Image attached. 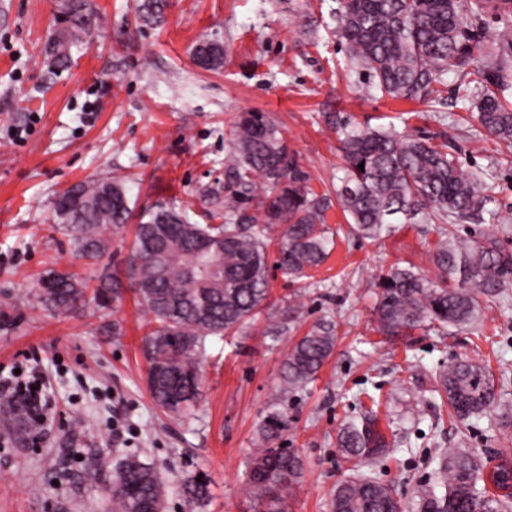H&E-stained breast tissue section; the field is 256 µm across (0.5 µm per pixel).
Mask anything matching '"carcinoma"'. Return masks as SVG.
Masks as SVG:
<instances>
[{
  "label": "carcinoma",
  "instance_id": "1",
  "mask_svg": "<svg viewBox=\"0 0 512 512\" xmlns=\"http://www.w3.org/2000/svg\"><path fill=\"white\" fill-rule=\"evenodd\" d=\"M166 0H140L137 18L159 26ZM492 12L497 26L477 34L474 23ZM58 34L46 54L56 69L71 65L72 48L99 36L100 23L89 0H67L57 18ZM336 34L350 60L368 71L373 86L392 98L428 103L440 97L448 68L464 72L455 87L462 99L479 93L478 121L498 139L512 141V102L500 97L512 71L486 56V46L512 51V0H341ZM208 52L205 67L224 63V47L202 41L195 57ZM344 177L336 202L349 224L364 238L376 240L390 224H433L438 235L432 250L437 269L431 279L414 266L391 265L377 276L371 316L385 336L416 329L437 330L473 324L482 303L499 304L512 288V253L492 238L471 240L448 234L446 225L475 222L489 214L491 202L483 176L468 174L448 157L444 147L392 127L343 131ZM364 169H359V164ZM79 201L67 209L61 193L54 221L83 259L99 261L112 240L124 233L133 207L123 179L104 174L77 184ZM211 217L218 224H199L186 210L159 203L140 215L134 229L126 271L138 285L135 295L149 315L142 351L149 364L147 388L163 411L187 416L199 403L207 340L234 336L263 310L270 299V265L300 278L328 256L324 229L330 206L296 161L278 125L261 112H244L234 123L224 156V180L204 190ZM165 222H159V218ZM163 224L158 253L145 254V238ZM278 253L270 260L268 247ZM41 283L37 305L55 314L73 310V283L82 285V308L102 309L124 291L122 282L100 280L95 286L70 271L50 270ZM304 303L288 300L270 320L266 335L277 342L303 315ZM336 324L321 319L293 340L280 368L283 400L298 396L334 350ZM442 401L464 422L479 417L496 400L494 375L480 361L461 358L438 375ZM286 413L275 410L258 427L247 481L261 512H288L281 489L304 474L301 457L283 439ZM336 446L351 474L331 494V512H504L512 506V458L498 456L493 465L464 448L440 453L437 478L444 492L436 495L417 484L406 505L394 486L381 477L358 473L390 448L386 435L369 413L350 417L339 429ZM122 489L110 495L113 512H143L162 506L167 489L152 463L125 459L113 471ZM187 501L201 507L205 485L182 480Z\"/></svg>",
  "mask_w": 512,
  "mask_h": 512
}]
</instances>
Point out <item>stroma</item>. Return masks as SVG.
<instances>
[{
    "instance_id": "stroma-1",
    "label": "stroma",
    "mask_w": 512,
    "mask_h": 512,
    "mask_svg": "<svg viewBox=\"0 0 512 512\" xmlns=\"http://www.w3.org/2000/svg\"><path fill=\"white\" fill-rule=\"evenodd\" d=\"M61 3L0 0V383L40 367L51 404L39 442L22 443L0 425V512H111V473L94 488L82 476L100 457L132 455L152 461L167 485L164 512H193L180 481L197 475L209 492L202 512H257L246 471L258 426L278 407L289 340L265 336L264 312L232 342L209 339L195 418L165 415L147 390V316L132 293L93 316L36 307L50 269L100 273L54 229L56 197L109 172L126 178L135 212L172 200L206 224L202 191L224 173L239 113L273 119L320 194L344 175L338 121L392 125L446 145L465 172L483 173L500 221L455 231L494 237L512 252V149L456 102V69L434 110L382 96L333 35L338 0H168L154 29L139 23L137 0H91L104 28L62 71L44 55ZM202 40L223 44L222 68L195 65ZM326 224L331 245L320 267L298 280L270 273L272 305L298 294L303 327L337 324L333 354L288 403V445L305 464L303 480L285 490L288 512H331V491L349 473L336 434L373 382L387 395L379 416L395 442L375 470L402 498L431 478L428 458L438 449L465 448L483 460L512 453V304L484 309L477 326L449 335L384 336L370 319L375 278L395 263L435 275L433 225L393 224L371 241L350 233L335 206ZM459 357L487 361L499 394L466 426L440 411L433 377ZM406 430L416 434L407 445L399 441Z\"/></svg>"
}]
</instances>
